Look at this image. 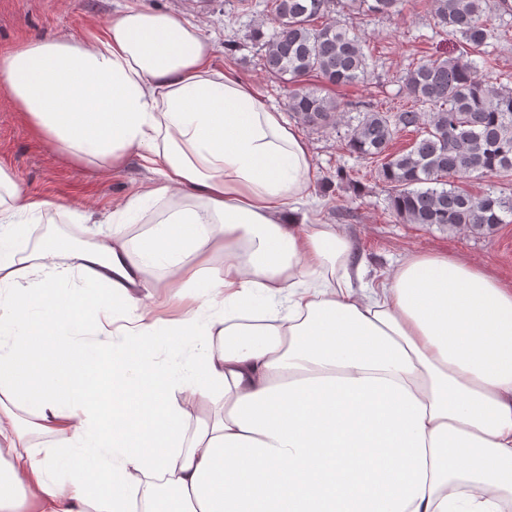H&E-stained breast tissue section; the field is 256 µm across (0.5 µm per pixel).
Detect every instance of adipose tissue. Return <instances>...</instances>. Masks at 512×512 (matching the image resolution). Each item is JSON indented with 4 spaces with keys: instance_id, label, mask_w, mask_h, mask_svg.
<instances>
[{
    "instance_id": "obj_1",
    "label": "adipose tissue",
    "mask_w": 512,
    "mask_h": 512,
    "mask_svg": "<svg viewBox=\"0 0 512 512\" xmlns=\"http://www.w3.org/2000/svg\"><path fill=\"white\" fill-rule=\"evenodd\" d=\"M212 55L135 8L0 53L54 150L156 177L29 252L46 203L0 173V512H512V288L445 255L365 282L305 142Z\"/></svg>"
}]
</instances>
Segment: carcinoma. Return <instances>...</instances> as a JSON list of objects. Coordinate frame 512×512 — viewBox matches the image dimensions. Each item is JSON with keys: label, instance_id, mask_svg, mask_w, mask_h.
<instances>
[{"label": "carcinoma", "instance_id": "obj_1", "mask_svg": "<svg viewBox=\"0 0 512 512\" xmlns=\"http://www.w3.org/2000/svg\"><path fill=\"white\" fill-rule=\"evenodd\" d=\"M403 0H271L274 31L260 45L266 73L291 85L287 107L311 128H333L348 104L329 87L369 77L361 37L315 21L335 9L362 15L392 14ZM435 26L459 37L460 57L428 59L407 71L413 105L395 112L362 111L345 141L363 159L381 160L378 174L390 190L392 211L407 224L484 232L512 215V195L491 189L473 196L455 180L512 172V88L488 87L474 60L491 38L481 15L490 0H431ZM315 83H309L310 78ZM418 136L390 151L400 131Z\"/></svg>", "mask_w": 512, "mask_h": 512}]
</instances>
